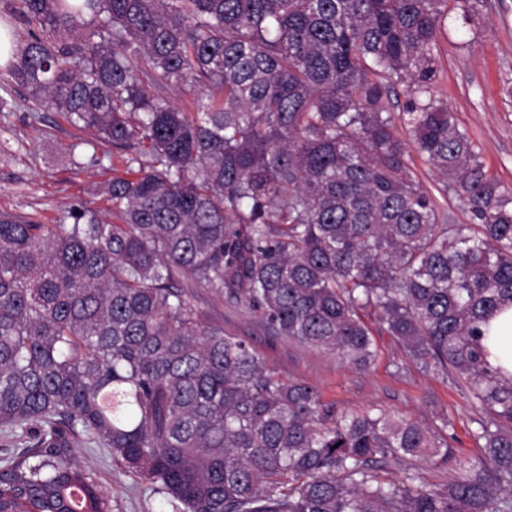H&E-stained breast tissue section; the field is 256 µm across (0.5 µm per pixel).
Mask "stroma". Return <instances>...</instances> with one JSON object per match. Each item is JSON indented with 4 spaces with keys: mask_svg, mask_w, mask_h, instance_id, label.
Returning <instances> with one entry per match:
<instances>
[{
    "mask_svg": "<svg viewBox=\"0 0 512 512\" xmlns=\"http://www.w3.org/2000/svg\"><path fill=\"white\" fill-rule=\"evenodd\" d=\"M448 16L434 55L439 69L437 91L465 129L486 171L502 188L512 190V0H481L471 18L462 0H448ZM8 88V105L0 110V212H17L44 224H68L75 208L101 210L97 189L128 168V152L113 147L95 130L74 127L53 110L32 111L25 92ZM409 164L417 179L448 213L452 224H466L470 214L455 190L417 151ZM192 301L227 335L246 341L285 381L317 388L324 403L337 411H395L440 433L467 459L481 450L473 437L478 410L452 379L425 371L407 357L393 337L381 333L376 315H368L377 350L373 364L357 370L335 356L276 335L261 314L205 288L191 291ZM89 467L112 496V512H173L162 494L133 487L122 467L103 451L90 452Z\"/></svg>",
    "mask_w": 512,
    "mask_h": 512,
    "instance_id": "35a3bbf8",
    "label": "stroma"
}]
</instances>
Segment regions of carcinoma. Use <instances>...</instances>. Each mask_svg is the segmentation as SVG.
<instances>
[{
    "label": "carcinoma",
    "instance_id": "obj_1",
    "mask_svg": "<svg viewBox=\"0 0 512 512\" xmlns=\"http://www.w3.org/2000/svg\"><path fill=\"white\" fill-rule=\"evenodd\" d=\"M447 0H0L10 82L138 168L110 220L0 213V512H112L103 448L175 512H512V192L437 96ZM205 96L183 112L156 95ZM406 97L409 140L387 100ZM413 144L471 214L448 224ZM357 369L364 312L480 411L482 454L394 412L342 413L208 322L183 283ZM448 469L426 485L414 462ZM395 466L398 481L378 470ZM483 344L493 366H500L507 377L512 376V306H505L488 321Z\"/></svg>",
    "mask_w": 512,
    "mask_h": 512
}]
</instances>
